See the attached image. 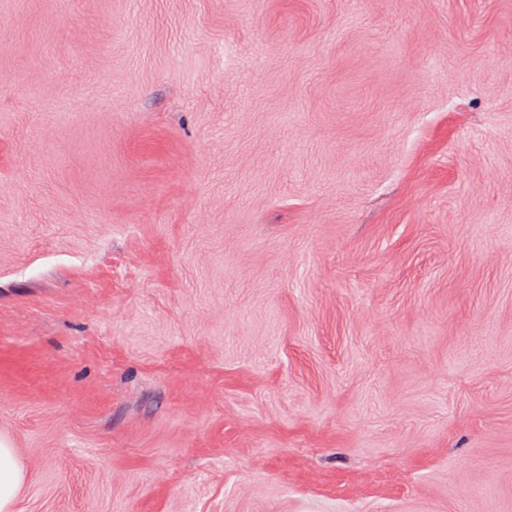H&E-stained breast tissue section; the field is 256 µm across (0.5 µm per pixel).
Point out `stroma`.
I'll use <instances>...</instances> for the list:
<instances>
[{
  "label": "stroma",
  "instance_id": "obj_1",
  "mask_svg": "<svg viewBox=\"0 0 512 512\" xmlns=\"http://www.w3.org/2000/svg\"><path fill=\"white\" fill-rule=\"evenodd\" d=\"M18 512H512V0H0Z\"/></svg>",
  "mask_w": 512,
  "mask_h": 512
}]
</instances>
